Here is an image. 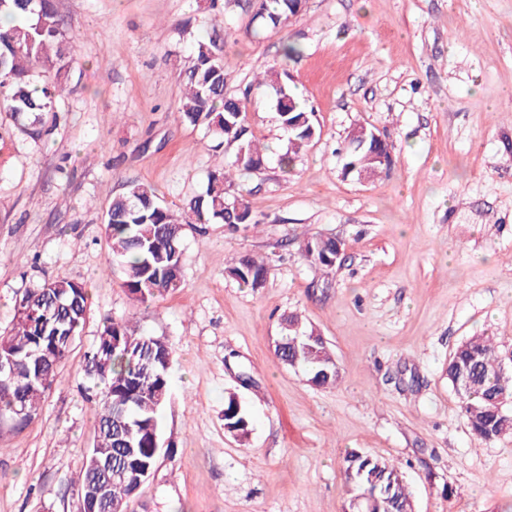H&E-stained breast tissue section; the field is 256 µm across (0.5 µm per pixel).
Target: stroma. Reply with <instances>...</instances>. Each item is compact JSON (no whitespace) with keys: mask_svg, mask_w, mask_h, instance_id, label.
Returning <instances> with one entry per match:
<instances>
[{"mask_svg":"<svg viewBox=\"0 0 512 512\" xmlns=\"http://www.w3.org/2000/svg\"><path fill=\"white\" fill-rule=\"evenodd\" d=\"M55 3L73 45L55 127L35 143L0 112V333L47 280L85 284L91 305L38 414L0 424V512H78L96 433L86 356L108 316L172 348L163 449L134 512H346L351 449L400 466L415 512H512V431L472 433L445 373L475 334L512 351V0H307L262 32L232 2ZM217 31L272 159L239 178L260 225L187 229L180 288L141 305L121 268L102 270L104 215L133 181L179 210L232 155L179 113L175 63ZM282 68L318 128L290 175L273 162L288 135L251 89ZM359 124L394 144L368 181L343 173ZM316 235L343 243L332 270L301 255ZM244 254L268 259L263 288L225 275ZM290 311L327 342L337 386L279 364ZM231 393L253 418L243 438L224 428Z\"/></svg>","mask_w":512,"mask_h":512,"instance_id":"35a3bbf8","label":"stroma"}]
</instances>
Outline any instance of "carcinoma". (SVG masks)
Instances as JSON below:
<instances>
[{"instance_id": "1", "label": "carcinoma", "mask_w": 512, "mask_h": 512, "mask_svg": "<svg viewBox=\"0 0 512 512\" xmlns=\"http://www.w3.org/2000/svg\"><path fill=\"white\" fill-rule=\"evenodd\" d=\"M252 20L260 30L277 29L298 8L297 0H246ZM0 109L10 112L18 130L33 142L49 131L46 116L54 111L66 90L70 40L54 0H0ZM224 43L211 39L198 42L179 77L185 86L180 114L202 126L216 139L236 146L234 156L221 169L209 174L205 190L181 211L165 206L155 189L132 182L112 198L104 224L111 257L121 267L132 299L145 304L180 287L183 266L182 240L187 228L200 224L230 227L259 225L244 196L235 190L236 174L260 170L266 154L252 139L241 100L226 91ZM52 72L50 83L39 84L36 71ZM287 70L273 72L270 79L254 84L272 94L282 128L288 133V149L278 156L285 172L295 169L296 158L317 133L314 112L307 109L288 84ZM391 158L392 145L383 141L362 148H347L348 172L370 177L383 171L379 152ZM343 244L330 236L306 239L302 255L312 266L331 270ZM224 273L253 289L264 285L268 264L244 255ZM90 296L85 286L66 278L44 282L29 289L17 306L12 328L0 334V354L13 360L12 376L0 378V422L24 423L37 415L47 390L57 383L59 367L82 330ZM275 355L281 365L300 370L316 387H334L340 370L326 342L315 331L304 330L299 314L281 317ZM172 350L160 338L138 331L127 320L108 318L89 355L90 366L109 361L105 373H94L101 385V410L96 413V443L79 471L80 489L87 496L106 490L101 512H131L137 497L141 470L155 469L159 454L154 438L161 437L159 412L169 393L168 366ZM512 358L503 356L485 336H472L460 343L448 361L446 375L455 385L459 375L471 380L457 393L471 430L491 441L512 430V416L499 398L512 397ZM24 405L28 416L18 417L13 407ZM251 418L236 396L224 404V428L243 437ZM344 472L350 487L349 512H413L414 505L400 470L385 462L350 451L344 457ZM383 473L393 477L371 492L368 476Z\"/></svg>"}]
</instances>
